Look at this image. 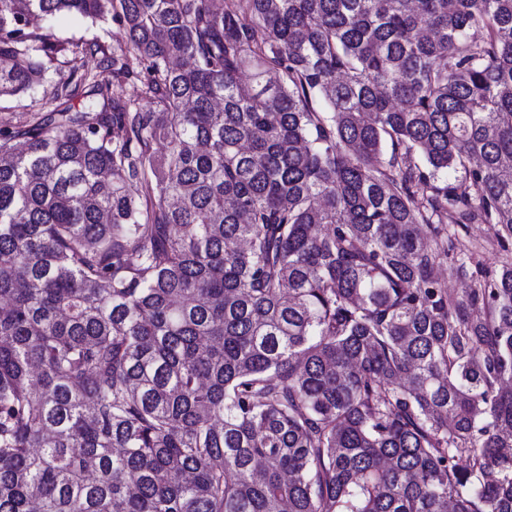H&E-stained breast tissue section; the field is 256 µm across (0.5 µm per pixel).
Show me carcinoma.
Wrapping results in <instances>:
<instances>
[{
  "instance_id": "obj_1",
  "label": "carcinoma",
  "mask_w": 512,
  "mask_h": 512,
  "mask_svg": "<svg viewBox=\"0 0 512 512\" xmlns=\"http://www.w3.org/2000/svg\"><path fill=\"white\" fill-rule=\"evenodd\" d=\"M215 2L0 0V512H512V0ZM45 31L53 40L86 42L99 39L106 44L124 43L121 26L114 21H92L81 16H61L51 21H42ZM49 82L37 84L30 95L20 99L2 100L0 102V127L17 125L23 122L30 112L39 110L48 101ZM450 233L458 230L457 236L476 251V260L484 269L495 270L512 263V253L503 251L494 236L491 224H467L465 228L449 226ZM434 274L454 296L463 295L474 285L472 278L459 276L453 264L444 257L437 259Z\"/></svg>"
}]
</instances>
